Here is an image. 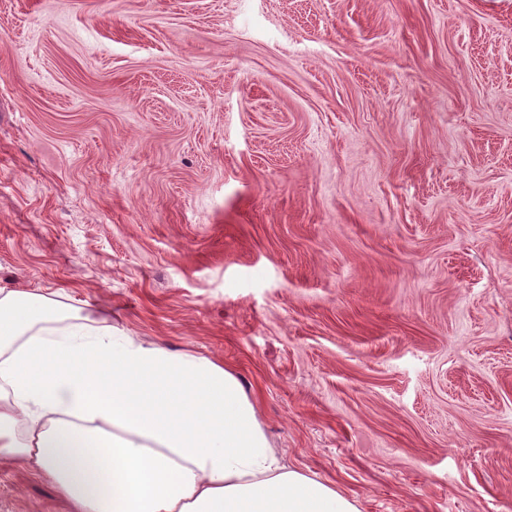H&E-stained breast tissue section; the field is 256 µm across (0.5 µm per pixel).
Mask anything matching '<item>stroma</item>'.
<instances>
[{"instance_id": "1", "label": "stroma", "mask_w": 512, "mask_h": 512, "mask_svg": "<svg viewBox=\"0 0 512 512\" xmlns=\"http://www.w3.org/2000/svg\"><path fill=\"white\" fill-rule=\"evenodd\" d=\"M0 286L224 363L360 512H512V0H0Z\"/></svg>"}]
</instances>
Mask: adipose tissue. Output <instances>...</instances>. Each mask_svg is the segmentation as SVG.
I'll use <instances>...</instances> for the list:
<instances>
[{"instance_id":"obj_1","label":"adipose tissue","mask_w":512,"mask_h":512,"mask_svg":"<svg viewBox=\"0 0 512 512\" xmlns=\"http://www.w3.org/2000/svg\"><path fill=\"white\" fill-rule=\"evenodd\" d=\"M73 512H360L289 467L236 374L0 287V462Z\"/></svg>"}]
</instances>
